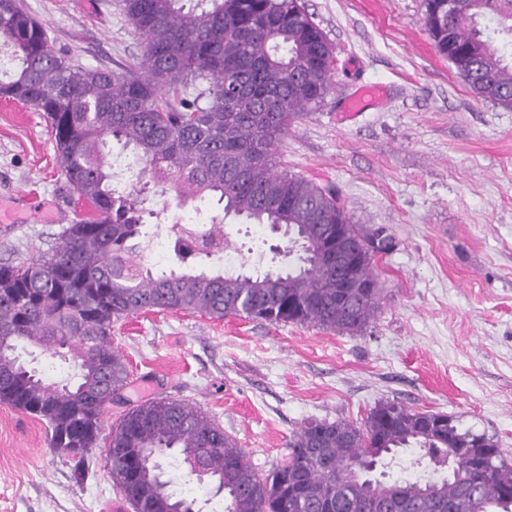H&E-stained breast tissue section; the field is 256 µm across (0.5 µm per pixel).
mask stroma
<instances>
[{
    "mask_svg": "<svg viewBox=\"0 0 512 512\" xmlns=\"http://www.w3.org/2000/svg\"><path fill=\"white\" fill-rule=\"evenodd\" d=\"M57 56L83 67L136 62L141 40L118 0H23ZM334 49V88L294 122L280 169L333 190L353 223L384 228L378 255L383 300L361 332L215 319L154 310L112 324L129 371L105 424L131 407L166 398L200 408L251 465L268 473L288 459L305 421L359 422L383 401L452 418L484 434L512 464V108L477 98L424 24L423 0H304ZM379 97L356 114L361 86ZM0 264L46 253L87 204L65 186L42 113L0 100ZM224 231L249 267H279L282 234L230 217ZM85 475L48 447L43 424L0 405V512H133L105 468ZM175 491L222 495L189 480L175 457L161 461Z\"/></svg>",
    "mask_w": 512,
    "mask_h": 512,
    "instance_id": "obj_1",
    "label": "stroma"
}]
</instances>
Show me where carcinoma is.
I'll return each mask as SVG.
<instances>
[{
  "instance_id": "obj_1",
  "label": "carcinoma",
  "mask_w": 512,
  "mask_h": 512,
  "mask_svg": "<svg viewBox=\"0 0 512 512\" xmlns=\"http://www.w3.org/2000/svg\"><path fill=\"white\" fill-rule=\"evenodd\" d=\"M142 39L139 60L117 70L70 64L22 0H0V98L46 115L69 190L91 206L51 251L0 265V405L45 424L48 447L82 469L98 441L105 467L134 512H195L164 478L174 455L188 475L223 495L222 512H512V466L483 434L448 416L386 401L361 422H305L288 461L262 474L201 409L177 400L133 406L103 434L112 393L128 380L112 347V322L141 311L189 310L270 324L362 331L382 299L376 251L361 242L336 195L278 169L282 137L333 90V51L300 0H119ZM425 26L443 56L484 101L512 107V62L492 34L512 36V0H425ZM443 13L434 26L433 12ZM485 18L493 33L479 26ZM188 86L191 98L179 97ZM126 154L110 156L109 142ZM127 157L135 181L114 184ZM174 192L176 206L209 195L222 213L196 231L165 227L176 267L146 263L147 187ZM285 227L282 266L207 272L228 247L227 215ZM350 250L341 287L318 259L328 241ZM35 346L75 351V378L29 367ZM416 453L412 479L390 476L397 456Z\"/></svg>"
}]
</instances>
